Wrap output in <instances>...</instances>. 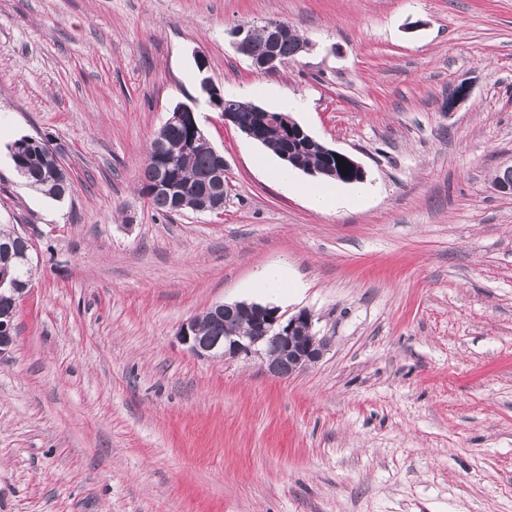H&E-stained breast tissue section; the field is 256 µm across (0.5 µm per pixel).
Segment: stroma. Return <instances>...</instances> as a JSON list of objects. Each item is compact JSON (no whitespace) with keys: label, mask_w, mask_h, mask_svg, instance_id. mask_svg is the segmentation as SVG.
<instances>
[{"label":"stroma","mask_w":512,"mask_h":512,"mask_svg":"<svg viewBox=\"0 0 512 512\" xmlns=\"http://www.w3.org/2000/svg\"><path fill=\"white\" fill-rule=\"evenodd\" d=\"M268 21L310 46L275 73L230 36ZM205 76L356 158L371 193L310 209ZM180 104L224 154L222 213L140 193ZM25 136L71 195L16 173ZM509 165L512 0H0V224L33 244L0 357V512H512ZM269 264L323 359L275 378L187 352L180 324L259 301Z\"/></svg>","instance_id":"1"}]
</instances>
